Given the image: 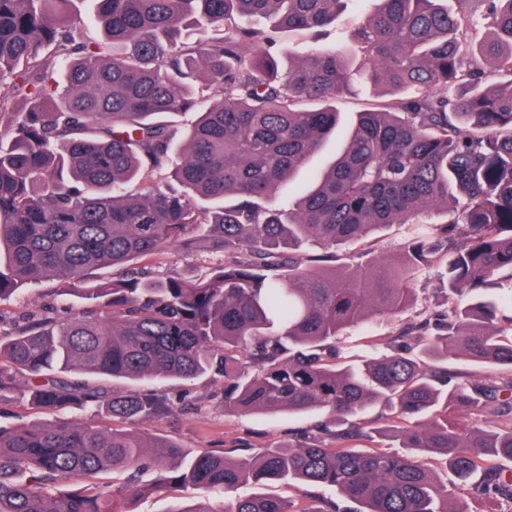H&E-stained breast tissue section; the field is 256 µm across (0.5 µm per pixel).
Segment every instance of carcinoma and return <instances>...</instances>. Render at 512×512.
<instances>
[{
  "mask_svg": "<svg viewBox=\"0 0 512 512\" xmlns=\"http://www.w3.org/2000/svg\"><path fill=\"white\" fill-rule=\"evenodd\" d=\"M74 0H0V300L57 279L87 303L0 328V399L17 393L54 416L0 425V512H126L93 482L133 473L129 497L192 485L214 508L292 512L240 486L301 482L364 512H466L448 487L476 475L512 498V380L455 382L445 363L512 367V0H356L344 47H272L279 29L316 39L351 0H94L100 38ZM488 30L469 45L472 30ZM468 50H463L464 45ZM219 100L196 98L200 81ZM404 98L358 113L309 188L280 205L341 122L355 83ZM181 129L168 117L190 110ZM166 175L163 186L155 177ZM140 184L137 191L130 190ZM411 225L392 265L320 266L309 243L353 244ZM172 247L224 260L204 278L132 263ZM444 266L469 302L424 311L356 366L336 363L347 329L411 309L418 281ZM112 280H92L102 268ZM224 378V411L328 414L333 427L278 448L185 453L94 416L169 414L158 380ZM91 377L130 379L116 392ZM383 404L405 453L361 449L375 430L350 418ZM480 406L487 430L454 413ZM84 412V419L68 413ZM446 458L439 474L429 455ZM83 486L61 490L63 480Z\"/></svg>",
  "mask_w": 512,
  "mask_h": 512,
  "instance_id": "carcinoma-1",
  "label": "carcinoma"
}]
</instances>
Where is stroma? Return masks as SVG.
<instances>
[{
	"label": "stroma",
	"mask_w": 512,
	"mask_h": 512,
	"mask_svg": "<svg viewBox=\"0 0 512 512\" xmlns=\"http://www.w3.org/2000/svg\"><path fill=\"white\" fill-rule=\"evenodd\" d=\"M407 235V225H390L378 236L338 250L337 261L341 264H366L377 260L393 263L398 246ZM220 260V255L207 251L198 252L188 259L172 248L143 257L140 263L163 276L181 274L201 277ZM50 307L74 314L81 310L82 303L74 297L62 295L61 286L56 281L46 280L27 286L20 294L0 301V327L10 328L22 323L29 315ZM397 328L396 320L379 316L367 325L352 329L337 345L341 363L358 362L368 343L387 344ZM223 387L224 383L219 378H200L191 382L170 380L162 384L161 390L179 401L172 414L134 423L102 414L98 421L111 429L134 428L169 438L191 451L285 446L292 442L296 434L329 421L328 415L323 413L293 414L280 411L229 415L224 411Z\"/></svg>",
	"instance_id": "1"
}]
</instances>
